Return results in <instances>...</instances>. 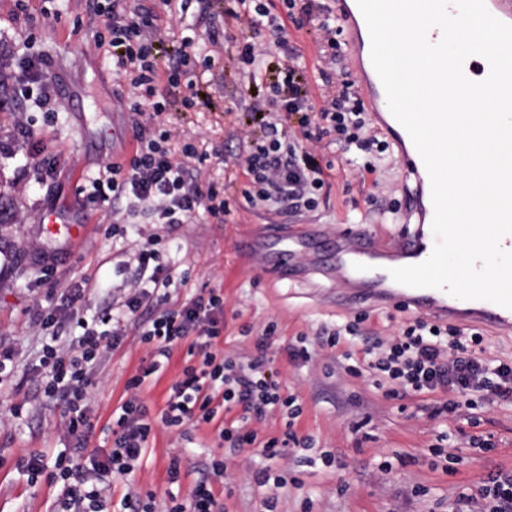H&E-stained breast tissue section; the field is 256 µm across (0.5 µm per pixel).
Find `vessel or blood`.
Masks as SVG:
<instances>
[{"instance_id":"vessel-or-blood-1","label":"vessel or blood","mask_w":512,"mask_h":512,"mask_svg":"<svg viewBox=\"0 0 512 512\" xmlns=\"http://www.w3.org/2000/svg\"><path fill=\"white\" fill-rule=\"evenodd\" d=\"M355 70L368 105L376 110L381 130L388 136L390 145L397 149L404 178L409 183L405 195L406 215L414 219L415 227L413 231L386 238L360 226L332 239V260L326 266L324 276L335 283L337 302L356 308L367 304L376 307L401 305L426 313L441 323L466 316L501 330L511 329L512 309L495 303L480 300L475 307L464 310L456 306L454 296L443 290L402 288L389 276L375 279L358 276L355 263L362 258L381 260L393 268L417 264L434 237V208L428 172L407 131L392 113L386 112V93L374 67L360 59ZM325 238L321 226L311 224L292 237L276 232L258 233L245 240L243 247L250 264L274 263L279 276L288 278L292 273L303 271V257L308 255L312 245Z\"/></svg>"}]
</instances>
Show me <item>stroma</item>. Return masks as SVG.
Returning a JSON list of instances; mask_svg holds the SVG:
<instances>
[{
	"mask_svg": "<svg viewBox=\"0 0 512 512\" xmlns=\"http://www.w3.org/2000/svg\"><path fill=\"white\" fill-rule=\"evenodd\" d=\"M225 0H196L181 11L172 0L173 18L164 23V50L157 53L160 71L172 64V48L190 37L178 83L164 85L168 110L161 120L174 132L168 147L179 152L193 144L208 159L199 172L202 186L223 187L242 153L239 131L259 133L247 106L263 96L275 77L281 56L269 46L267 75L248 83L234 47L208 39L224 29ZM110 35L104 19L88 0H0V349L14 351L16 364L0 382V512H53L56 485L29 483L16 468L33 453L52 456L70 441L60 407L44 403L38 358L45 336L36 324L47 307L64 304L68 288H84L82 311L100 316L127 294L137 277L132 255L148 240L161 238L162 266L177 284L170 302L181 305L209 289L224 295V354L233 359L264 355L267 372L301 412L287 421L274 412L252 420L259 444L231 449L213 425L181 429L156 427L141 467L132 479L113 478L107 495L110 512H119L128 488L153 491L157 506L170 497L189 503L195 486L208 482L223 512H452L459 486L473 485L498 469H512V403L478 409L474 419L434 417L435 397L413 395L386 399L371 379L345 369L347 358L359 359L365 337L346 336L337 346L323 342V329L353 320L351 310L336 308L325 288L281 279L268 269L246 268L242 241L268 224L294 228L325 225L329 234L365 225L394 235L404 214L380 210L382 201L405 194L403 167L394 154H367L323 141L316 151L321 164H332L325 203L312 212L288 215L267 207L242 204L233 220L213 224L197 217L191 224H157L152 217L129 226L113 225L112 203L91 198L92 183L115 160H129L135 149L125 87L112 75ZM316 27L290 29L313 104H320L319 47ZM48 61L55 76L57 109L44 112L32 95L17 88L24 58ZM193 98L184 109V98ZM51 163L54 174L35 181L34 159ZM374 172L359 180L357 170ZM265 350H258L259 341ZM305 345L309 357L292 360L286 349ZM152 349L128 322L121 344L108 350L92 373L88 405L94 428L92 448H107V426L126 397V381L151 360ZM184 347H175L163 370L143 387L151 413L164 406L184 366ZM295 433L303 446L280 458L263 455L261 444ZM447 434L449 454L463 465L447 469L432 447ZM488 436L496 448L474 449L476 436ZM334 463H326L325 455ZM179 458L181 477L170 483L168 466ZM223 458V476L213 475L212 458ZM284 476L286 486H259L258 470Z\"/></svg>",
	"mask_w": 512,
	"mask_h": 512,
	"instance_id": "1",
	"label": "stroma"
}]
</instances>
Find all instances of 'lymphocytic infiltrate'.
Masks as SVG:
<instances>
[{
    "label": "lymphocytic infiltrate",
    "mask_w": 512,
    "mask_h": 512,
    "mask_svg": "<svg viewBox=\"0 0 512 512\" xmlns=\"http://www.w3.org/2000/svg\"><path fill=\"white\" fill-rule=\"evenodd\" d=\"M225 9L224 39L233 43L248 68L249 79L260 77L266 51L257 43L261 30H268L284 63L266 97L251 101L249 111L259 115L262 136L245 135L246 149L237 159L241 179L225 182L223 191L202 189L194 176L206 157L193 145H184L181 158H174L165 144L170 129L160 123L166 100L157 93L159 71L152 53L161 30L159 7L128 10L124 0H108L97 10L105 16L112 35V60L116 74L130 79L128 109L136 116L137 148L128 164H108L105 180L113 199L125 200L128 219L139 214L155 215L161 224H187L199 214L226 223L238 199L250 205H280L288 210L311 211L318 207L325 184L311 145L330 137L344 149L358 148L386 153L387 141L367 118L352 81L327 80L322 105L313 108L288 43L289 28L315 25L323 33L321 59L335 62L341 44L336 16L324 0H283L284 17L272 15L264 0H232ZM153 114L146 122L145 114ZM300 115L299 136L283 133L292 115ZM156 243L134 256L139 279L112 312L88 321L81 315L82 289H69L65 312L48 310L40 315L50 341L43 345L40 368L48 401H63L64 428L71 447L59 450L53 460L33 454L17 462L29 481L47 478L60 485L62 512H105L106 493L113 477H129L141 465L157 426L208 425L220 409L239 407L235 425L221 428L219 439L243 447L254 444L257 434L251 419L280 411L297 416L291 397L268 376L263 357L246 362L226 358L220 349L224 326L219 317L224 298L216 292L199 296L173 308L168 304L174 283L171 271L160 266ZM156 304V314L139 322L141 339L152 347V361L126 382L128 397L112 419V446L89 449L92 428L86 401L91 372L101 354L117 345L124 325L139 321L141 309ZM77 325L81 334L62 343L58 328ZM480 333L453 325L417 319L396 336L375 338L367 344L362 365L387 397L401 400L411 395L444 392L445 398L431 408L433 415L456 417L485 404L512 400V363L485 358ZM186 344L182 377L171 388L164 408L150 415L140 396L149 376L169 359L173 347ZM456 512H512V470H500L478 485L461 486L455 499Z\"/></svg>",
    "instance_id": "1"
}]
</instances>
